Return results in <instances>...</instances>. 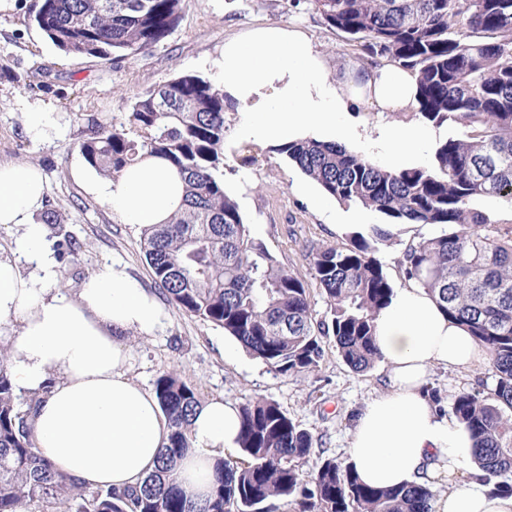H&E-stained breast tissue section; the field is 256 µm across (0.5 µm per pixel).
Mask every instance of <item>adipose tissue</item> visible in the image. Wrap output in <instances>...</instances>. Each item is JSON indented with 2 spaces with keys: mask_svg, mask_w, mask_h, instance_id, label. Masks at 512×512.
I'll use <instances>...</instances> for the list:
<instances>
[{
  "mask_svg": "<svg viewBox=\"0 0 512 512\" xmlns=\"http://www.w3.org/2000/svg\"><path fill=\"white\" fill-rule=\"evenodd\" d=\"M216 67L242 116L236 136L274 147L338 131L353 138L349 113H405L417 103L409 71L387 61L355 63L330 79L312 41L282 25H257L225 40ZM434 143L430 123L414 119L382 125L376 139L380 164L391 171L414 167ZM81 179L127 224H162L183 206L180 175L157 157L114 180L88 173ZM44 192L37 169L0 163V226L21 229L11 254L0 255V324L21 323L9 370L18 392L44 396L34 418L39 453L63 474L123 490L154 470L169 428L156 397L128 377L122 335L154 332L165 312L116 264L103 266L77 293L59 288L57 260L36 219ZM376 340L390 367L388 389L357 415L346 465L376 487L447 482L432 512H512V496L489 494L480 482L464 425L442 414L424 390L433 368H470L485 352L412 282L395 289L380 312ZM189 428L193 448L176 473L188 500L201 503L214 463L239 446V407L209 399Z\"/></svg>",
  "mask_w": 512,
  "mask_h": 512,
  "instance_id": "adipose-tissue-1",
  "label": "adipose tissue"
}]
</instances>
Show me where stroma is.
I'll list each match as a JSON object with an SVG mask.
<instances>
[{"label":"stroma","mask_w":512,"mask_h":512,"mask_svg":"<svg viewBox=\"0 0 512 512\" xmlns=\"http://www.w3.org/2000/svg\"><path fill=\"white\" fill-rule=\"evenodd\" d=\"M42 0H7L0 8V162L33 166L47 182L44 209L62 221L46 227V246L54 252L59 282L77 291L82 281L104 265L116 262L159 293L141 247L142 229L123 223L87 193L75 172L88 164L79 143L88 126L126 122L138 94L182 73L214 79L212 63L220 58L226 38L257 24L291 25L302 29L328 62L343 71L359 50L343 34L327 26L306 0H182L178 25L149 52L103 63L95 58L60 52L29 21ZM31 112L51 113L49 138L28 130ZM243 144L234 135L224 139V185L237 200L253 236L305 284L314 282L311 266L300 251L303 242L344 245L350 230L380 223V216L359 207H340L337 222L317 211L311 198L320 187L274 148L253 147L254 164H243ZM159 330L143 335L130 330V377L153 388L158 374L177 370L201 400L221 397L240 404L263 396L276 401L297 423L309 429L329 455L343 459L356 414L386 387L388 368L378 362L366 374L353 373L327 348L317 371L281 375L249 355L221 328L165 305ZM486 367L461 371L434 369L430 385L443 403L460 389H480Z\"/></svg>","instance_id":"stroma-1"}]
</instances>
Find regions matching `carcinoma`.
<instances>
[{
	"label": "carcinoma",
	"mask_w": 512,
	"mask_h": 512,
	"mask_svg": "<svg viewBox=\"0 0 512 512\" xmlns=\"http://www.w3.org/2000/svg\"><path fill=\"white\" fill-rule=\"evenodd\" d=\"M182 0H43L30 22L61 52L110 61L135 57L178 24ZM327 26L416 75L419 114L452 133L431 166L391 172L337 142L278 148L328 196L378 213L388 224L438 226L404 247V281H415L488 354L492 385L462 389L451 414L470 433L480 481L512 496V223L472 207L512 203V0H309ZM235 111L224 90L193 73L139 94L128 125L95 124L80 143L88 164L116 178L146 156L184 177L185 208L143 229L144 257L175 308L233 337L279 374L315 371L323 341L355 373L381 361L375 321L393 294L378 245L382 224L349 243L304 247L326 304L318 318L309 288L251 235L224 187V136ZM170 433L159 469L118 492L58 472L36 446L40 398L13 386L0 349V512H431L425 485L373 487L334 457L307 468L316 439L280 405L252 397L239 406L242 460L214 465L210 496L194 506L175 470L190 452L188 417L201 403L175 371L154 382Z\"/></svg>",
	"instance_id": "cac0c4a2"
}]
</instances>
